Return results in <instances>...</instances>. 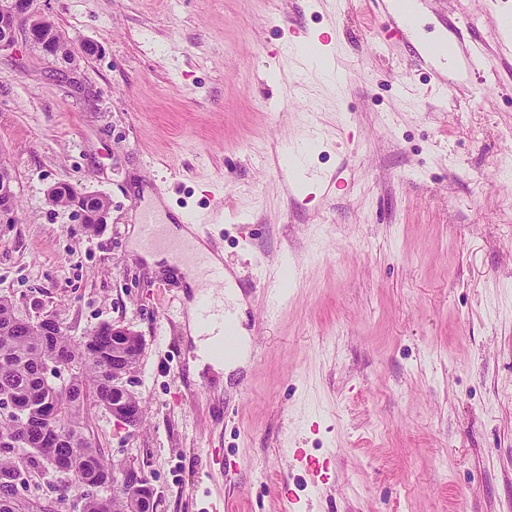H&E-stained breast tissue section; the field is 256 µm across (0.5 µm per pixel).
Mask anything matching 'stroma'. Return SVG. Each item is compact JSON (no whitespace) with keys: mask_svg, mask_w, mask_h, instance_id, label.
I'll list each match as a JSON object with an SVG mask.
<instances>
[{"mask_svg":"<svg viewBox=\"0 0 512 512\" xmlns=\"http://www.w3.org/2000/svg\"><path fill=\"white\" fill-rule=\"evenodd\" d=\"M416 2L407 26L394 0H38L68 57L0 54V295L77 340L140 334L142 427L91 400L86 434L154 512H512V0ZM455 26L490 53L437 94L417 59ZM292 27L348 92L298 73ZM58 183L106 196V224ZM148 192L236 272L253 349L231 373L191 352V282L134 248ZM19 223L14 178L9 167L0 163V227ZM61 193L71 196L70 206V199L60 196ZM48 198L52 203L58 198L56 204L71 207L80 219V224H84L87 230L91 229L87 224H93L92 228L96 229L100 224L105 223L109 204L102 195L82 191L71 185H55L49 189ZM293 456L301 463L305 472L311 476L314 482H325L329 479L327 463H320L319 459L308 454L303 448H297Z\"/></svg>","mask_w":512,"mask_h":512,"instance_id":"obj_1","label":"stroma"}]
</instances>
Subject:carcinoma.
I'll return each mask as SVG.
<instances>
[{"label": "carcinoma", "mask_w": 512, "mask_h": 512, "mask_svg": "<svg viewBox=\"0 0 512 512\" xmlns=\"http://www.w3.org/2000/svg\"><path fill=\"white\" fill-rule=\"evenodd\" d=\"M112 332L108 325L80 341L60 324L42 331L36 322L17 315L16 305L0 296V500L10 508L0 512H29L19 497L18 478L51 465L65 477L92 476L107 483L104 496L87 494L82 512H147V488L132 490L112 482V464L93 447L84 432L88 397L104 407H125L120 376L130 373L112 362ZM72 366L66 385L44 374L47 362Z\"/></svg>", "instance_id": "1"}]
</instances>
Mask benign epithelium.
Instances as JSON below:
<instances>
[{"instance_id":"benign-epithelium-1","label":"benign epithelium","mask_w":512,"mask_h":512,"mask_svg":"<svg viewBox=\"0 0 512 512\" xmlns=\"http://www.w3.org/2000/svg\"><path fill=\"white\" fill-rule=\"evenodd\" d=\"M20 32L27 43L43 53L52 57L61 54L58 33L48 18L38 12L36 0H0V53L15 48ZM62 193L71 196L70 207L80 223L90 224L94 229L105 223L109 204L103 196L71 185H55L49 189L48 198L53 202ZM17 223L14 178L9 167L0 163V225Z\"/></svg>"}]
</instances>
